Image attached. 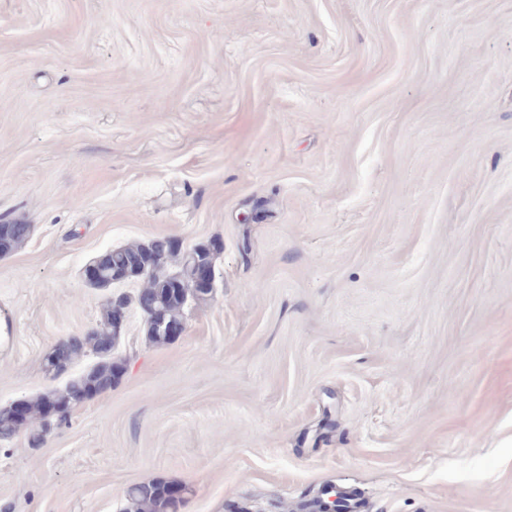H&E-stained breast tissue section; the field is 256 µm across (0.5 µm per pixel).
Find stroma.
I'll return each instance as SVG.
<instances>
[{
  "instance_id": "obj_1",
  "label": "stroma",
  "mask_w": 512,
  "mask_h": 512,
  "mask_svg": "<svg viewBox=\"0 0 512 512\" xmlns=\"http://www.w3.org/2000/svg\"><path fill=\"white\" fill-rule=\"evenodd\" d=\"M0 406L100 320L93 257L218 238L184 336L0 440V512H512V0H0ZM29 234V224H0V252L10 253L26 241ZM170 484L163 480H154L132 486L127 491L125 512H173L177 505L166 494ZM346 496L345 491L332 485L326 486L312 504V512H347Z\"/></svg>"
}]
</instances>
